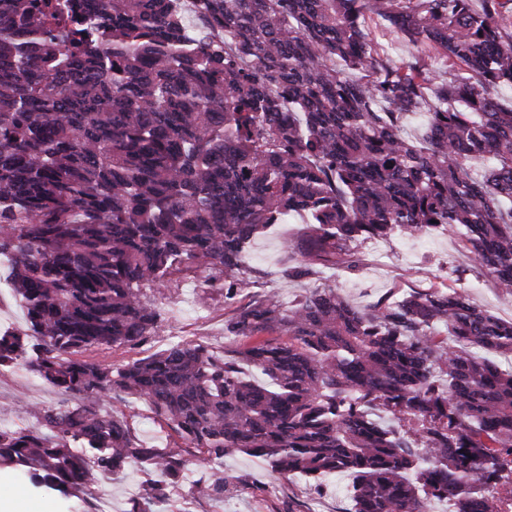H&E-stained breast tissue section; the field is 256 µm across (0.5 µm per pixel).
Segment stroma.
Wrapping results in <instances>:
<instances>
[{
    "instance_id": "obj_1",
    "label": "stroma",
    "mask_w": 512,
    "mask_h": 512,
    "mask_svg": "<svg viewBox=\"0 0 512 512\" xmlns=\"http://www.w3.org/2000/svg\"><path fill=\"white\" fill-rule=\"evenodd\" d=\"M302 227L301 219H292L272 226L250 242L243 275L245 285L233 303L200 288L191 278L160 296L162 328L148 343L134 349V356L149 355L181 338L223 346L224 320L234 305L270 292L289 301L325 283L335 285L345 300L359 308L393 291L403 295L433 286L454 287L462 289L474 304L501 319L512 320V295L496 288L448 232H432L417 239L394 235L363 242L357 246L362 258L359 270L323 269L307 278L289 280L280 274L289 256L285 244L298 240ZM20 395L42 406L55 405L60 399L51 385L26 370L1 375V425L35 427V420L16 407L15 400ZM125 414L139 441L159 448L171 442L170 430L156 421L145 402L130 400ZM224 474L230 485L223 499L192 497L177 489L170 496L169 512H351L352 502L347 494L351 478L344 473L318 487L299 477H276L265 461L237 454L225 458Z\"/></svg>"
}]
</instances>
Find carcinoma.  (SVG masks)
Wrapping results in <instances>:
<instances>
[{
    "label": "carcinoma",
    "mask_w": 512,
    "mask_h": 512,
    "mask_svg": "<svg viewBox=\"0 0 512 512\" xmlns=\"http://www.w3.org/2000/svg\"><path fill=\"white\" fill-rule=\"evenodd\" d=\"M191 4L198 26L183 0H0V278L28 324L0 333V370L61 395L21 403L40 429L0 427V466L88 512L132 464L153 477L122 512H161L190 448L210 470L198 497H224V457L243 453L279 478L349 474L352 512H512V369L493 360L512 356V321L461 290L363 309L333 286L269 294L224 320L222 349L100 358L159 333L148 293L178 274L233 300L249 241L294 216L307 246L287 279L446 226L512 294V107L495 96L512 0ZM371 17L409 59L381 52ZM417 114L418 141L402 133ZM130 398L177 440L136 441Z\"/></svg>",
    "instance_id": "carcinoma-1"
}]
</instances>
